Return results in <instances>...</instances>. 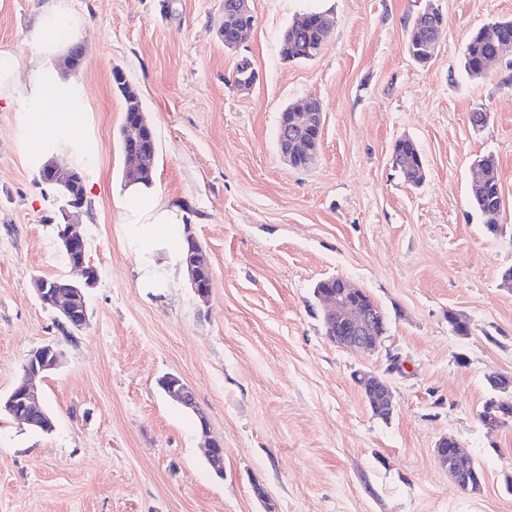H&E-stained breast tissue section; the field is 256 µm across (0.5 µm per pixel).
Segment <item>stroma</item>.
Returning a JSON list of instances; mask_svg holds the SVG:
<instances>
[{
    "instance_id": "stroma-1",
    "label": "stroma",
    "mask_w": 512,
    "mask_h": 512,
    "mask_svg": "<svg viewBox=\"0 0 512 512\" xmlns=\"http://www.w3.org/2000/svg\"><path fill=\"white\" fill-rule=\"evenodd\" d=\"M42 0H0V58L25 64ZM84 58L73 70L90 112L79 216L99 271L88 322L70 330L35 279L74 277L56 222L62 200L20 149L18 101L0 99V396L27 354L52 344L61 365L40 381L54 428L0 414V512H512V417L480 414L493 375L512 377V56L469 78V35L512 17V0H250L249 40L224 46V0H64ZM445 19L427 64L407 49L426 8ZM311 8L335 24L320 55L288 62L278 37ZM257 73L235 86L241 58ZM121 69L157 151L153 182L206 251L207 301L188 276L144 292L121 242ZM312 96L325 120L315 164L291 168L277 146L282 110ZM489 113L484 126L470 116ZM412 137L426 165L404 182L391 152ZM498 163L504 207L490 233L470 201L476 159ZM338 276L388 316L377 351L331 342L313 296ZM456 313L470 326L459 336ZM386 379L395 410L375 416L355 380ZM180 376L193 409L158 385ZM224 445L210 469L197 428ZM454 438L482 473L460 490L434 448ZM261 484L267 494L253 491Z\"/></svg>"
}]
</instances>
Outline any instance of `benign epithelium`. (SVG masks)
Here are the masks:
<instances>
[{
  "mask_svg": "<svg viewBox=\"0 0 512 512\" xmlns=\"http://www.w3.org/2000/svg\"><path fill=\"white\" fill-rule=\"evenodd\" d=\"M250 11L249 0H229L224 4V19L228 31L224 34V47L234 49L239 47L251 29H240L236 21ZM415 27L427 34L426 41L421 44V50L428 57H433L439 47V33L445 27L443 15L431 8L425 13H419ZM292 116L290 121L281 129L282 157L288 159L290 151L288 144L295 142L300 133L316 124L324 123V112L320 102L312 97L304 98L302 106L290 108ZM81 212L80 206L73 205L62 210V220L58 224V239L64 254L71 256L85 249L86 241L79 230L76 221ZM189 274L196 295L206 300V289L197 281L198 271L202 267V258L199 253L190 252ZM57 283L53 280L40 278L34 282V289L39 300L46 297H55L54 310L70 321L77 329H82L88 319V314L81 290L70 286L65 293L55 291ZM323 308L328 317L326 329L327 337L337 346L361 352H373L380 346V337L375 335L378 314L375 310L364 304L349 300L341 295L324 296ZM63 352L50 345L40 346L27 355L24 363V375L19 383L4 398H0V410L6 412L14 419L30 428H52L47 416L41 408V391L37 378L61 365ZM356 382L369 400L391 411L394 409V396L390 384L382 377L370 373L359 372L355 375ZM166 395L185 405H192L191 391L181 378L175 375L166 377L164 387ZM204 447L207 451V461L217 473L224 472V445L212 438L210 432L202 434ZM447 438L437 442L435 458L439 465L448 469L449 478L462 490H466L470 483L469 468L473 465L461 451L460 445L453 448L444 447Z\"/></svg>",
  "mask_w": 512,
  "mask_h": 512,
  "instance_id": "obj_1",
  "label": "benign epithelium"
}]
</instances>
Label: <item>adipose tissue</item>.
Instances as JSON below:
<instances>
[{
    "label": "adipose tissue",
    "instance_id": "obj_1",
    "mask_svg": "<svg viewBox=\"0 0 512 512\" xmlns=\"http://www.w3.org/2000/svg\"><path fill=\"white\" fill-rule=\"evenodd\" d=\"M77 30L59 0H46L29 33L28 66L0 60V99H24L18 119L25 154L39 157L49 148L83 154L90 129L86 105L74 80L48 67ZM115 205L123 217L122 242L139 256V286L169 287L184 270V213L165 203L156 187L140 183L126 186Z\"/></svg>",
    "mask_w": 512,
    "mask_h": 512
}]
</instances>
